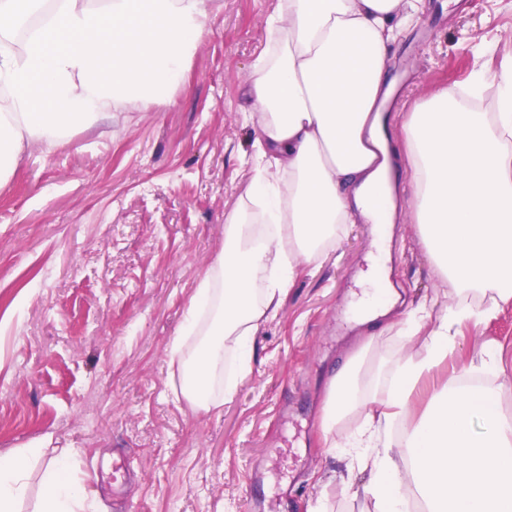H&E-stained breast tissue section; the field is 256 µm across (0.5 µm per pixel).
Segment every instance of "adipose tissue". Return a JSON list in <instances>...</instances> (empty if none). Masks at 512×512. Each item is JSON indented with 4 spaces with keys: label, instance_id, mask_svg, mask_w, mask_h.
<instances>
[{
    "label": "adipose tissue",
    "instance_id": "obj_1",
    "mask_svg": "<svg viewBox=\"0 0 512 512\" xmlns=\"http://www.w3.org/2000/svg\"><path fill=\"white\" fill-rule=\"evenodd\" d=\"M212 0H0V178L24 141L66 145L73 123H96L112 107L169 104L193 51L209 33ZM424 0H281L266 25L271 50L256 61L245 94L256 132L253 176L224 215V246L186 311L169 365L176 398L211 412L232 400L224 355L247 374L255 338L281 308L302 264L336 243L341 224H388L395 160L411 172L412 220L439 274L458 298L426 346L396 360L386 401L346 437L337 426L362 404L373 336L340 363L321 408L320 442L370 472L375 512H512V417L494 391L435 389L420 420L410 398L455 346L454 326L512 301V61L443 87L384 137L391 90L389 46L420 19ZM28 27L24 43L15 35ZM491 110H484V98ZM273 232L254 237L252 224ZM353 304L355 320L381 315L385 282L371 264ZM223 391H215L216 383ZM36 448L0 456V512H18ZM86 488L66 459L46 470L39 512H83Z\"/></svg>",
    "mask_w": 512,
    "mask_h": 512
}]
</instances>
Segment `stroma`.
<instances>
[{"label":"stroma","mask_w":512,"mask_h":512,"mask_svg":"<svg viewBox=\"0 0 512 512\" xmlns=\"http://www.w3.org/2000/svg\"><path fill=\"white\" fill-rule=\"evenodd\" d=\"M279 0H213L210 33L167 107L115 109L70 128V144L26 146L0 181V454L33 444L68 456L88 512H251L256 468L268 499L290 512H374L367 472L347 470L319 441L337 364L365 329L350 307L372 251L371 227L345 224L335 249L306 264L255 342L233 400L198 412L173 394L167 349L209 264L224 246V213L252 175L255 132L243 95L267 48ZM512 54V0H426L391 47L406 112L476 66ZM388 282L401 300L379 323L364 395L388 397L389 369L432 331L409 336L407 309L439 317L456 297L408 211L392 228ZM494 345L509 372L487 375L512 416V302L461 324L456 348L413 398L474 375ZM120 453L119 488L101 468Z\"/></svg>","instance_id":"obj_1"}]
</instances>
